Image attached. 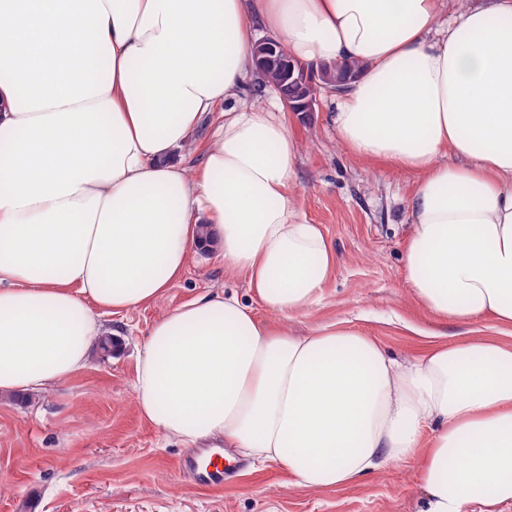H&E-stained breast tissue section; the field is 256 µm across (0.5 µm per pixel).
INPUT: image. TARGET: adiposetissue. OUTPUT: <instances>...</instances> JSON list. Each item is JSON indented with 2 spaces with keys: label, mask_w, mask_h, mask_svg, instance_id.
I'll use <instances>...</instances> for the list:
<instances>
[{
  "label": "adipose tissue",
  "mask_w": 512,
  "mask_h": 512,
  "mask_svg": "<svg viewBox=\"0 0 512 512\" xmlns=\"http://www.w3.org/2000/svg\"><path fill=\"white\" fill-rule=\"evenodd\" d=\"M0 0V393L87 363L100 315L137 309L212 247L255 300L205 293L153 323L142 420L236 449L305 488L418 465L422 512L512 501V346L435 344L410 365L333 322L296 336L336 269L296 215L300 143L245 104L257 27L304 63L360 62L336 137L413 173L406 271L434 315L512 326V0ZM223 119L199 164L173 155ZM467 167L438 164L442 152ZM269 313L260 320L256 309Z\"/></svg>",
  "instance_id": "adipose-tissue-1"
}]
</instances>
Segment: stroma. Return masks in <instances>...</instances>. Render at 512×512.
Instances as JSON below:
<instances>
[{
  "mask_svg": "<svg viewBox=\"0 0 512 512\" xmlns=\"http://www.w3.org/2000/svg\"><path fill=\"white\" fill-rule=\"evenodd\" d=\"M337 103L326 89L316 111L286 115L300 140L290 194L302 219L323 226L337 256L323 303L289 327L302 335L343 320L402 361L419 355L429 333L443 343L499 336L489 319L447 322L415 298L404 261L415 179L347 151L332 122ZM206 291L253 301L245 277L225 274L221 258L200 250L159 299L103 316L117 334L110 356L91 353L82 372L41 393L0 397V512H16L33 489L42 512H421L412 463L382 464L341 489L297 486L277 466L246 457L220 492L180 472L186 448L138 414L135 362L154 321Z\"/></svg>",
  "mask_w": 512,
  "mask_h": 512,
  "instance_id": "35a3bbf8",
  "label": "stroma"
}]
</instances>
